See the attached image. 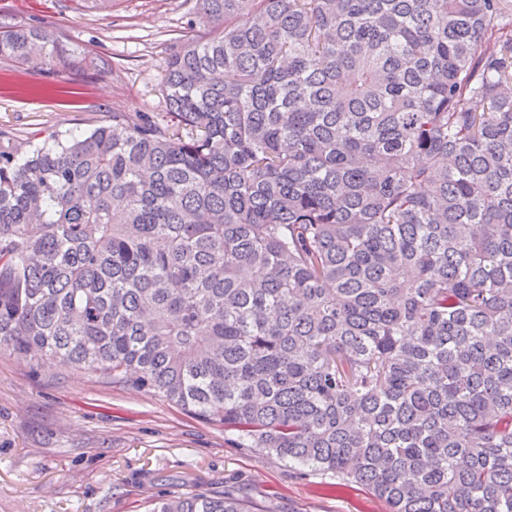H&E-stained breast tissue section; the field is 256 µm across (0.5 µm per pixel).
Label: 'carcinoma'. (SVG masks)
I'll list each match as a JSON object with an SVG mask.
<instances>
[{
    "label": "carcinoma",
    "mask_w": 512,
    "mask_h": 512,
    "mask_svg": "<svg viewBox=\"0 0 512 512\" xmlns=\"http://www.w3.org/2000/svg\"><path fill=\"white\" fill-rule=\"evenodd\" d=\"M191 12L166 111L0 131V351L152 392L389 512H512V0ZM72 57L107 72L0 18V61Z\"/></svg>",
    "instance_id": "cac0c4a2"
}]
</instances>
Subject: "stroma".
<instances>
[{
    "mask_svg": "<svg viewBox=\"0 0 512 512\" xmlns=\"http://www.w3.org/2000/svg\"><path fill=\"white\" fill-rule=\"evenodd\" d=\"M0 16L65 33L107 74L0 63V130L19 137L76 132L113 113L162 111L171 40L188 30L184 0H0ZM273 457L236 447L222 425L129 384L0 352V512H151L172 493L233 490L275 512H388L363 488L330 489Z\"/></svg>",
    "mask_w": 512,
    "mask_h": 512,
    "instance_id": "35a3bbf8",
    "label": "stroma"
}]
</instances>
